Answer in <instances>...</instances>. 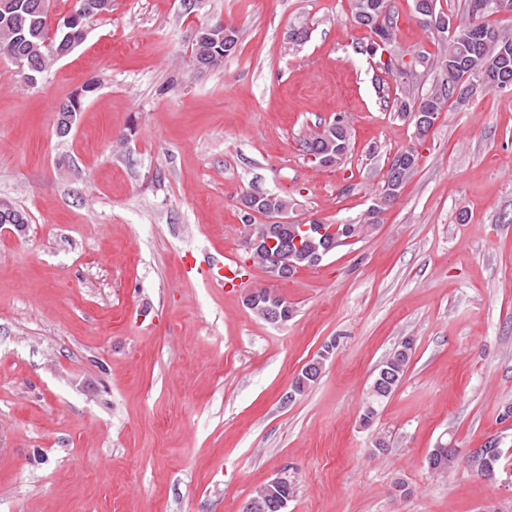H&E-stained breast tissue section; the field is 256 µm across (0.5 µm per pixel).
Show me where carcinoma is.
<instances>
[{
    "label": "carcinoma",
    "instance_id": "1",
    "mask_svg": "<svg viewBox=\"0 0 512 512\" xmlns=\"http://www.w3.org/2000/svg\"><path fill=\"white\" fill-rule=\"evenodd\" d=\"M41 0H0V57L12 59L15 52L25 55L29 61L48 70L49 64L60 60L73 52L82 42L76 33L52 30L51 18L39 10ZM88 0H74L70 14L80 18L83 27L90 28L102 12H89ZM416 12L422 23L433 26L443 12L436 11L434 0H416ZM512 11V0H469L468 11L471 21L454 26L453 34L437 31V52L415 54L421 67L439 71L441 78L434 89L418 98L403 99L398 111L413 115V119L427 118L417 130L418 136L426 135L431 126L428 118L441 112L451 100L452 91L458 87L476 86L478 90L495 89L507 76L512 79V33L500 31L485 22V18L501 11ZM352 13L355 21L369 33L365 52L375 57L383 53L398 51L394 38V22L387 0H352ZM95 91L93 84H87L78 98L70 97L58 105L57 131L60 136L68 135L81 112L83 100ZM303 152L314 154L323 164H332L342 160L351 151L350 139L330 130L325 125L302 143ZM391 166L399 167L401 178L394 192L381 187L375 196V202L368 213V221L377 223V217L390 206L400 194L401 186L410 179L415 171L416 161L404 155L396 154ZM252 202L255 209L262 212L278 211L290 207L287 198L274 193L249 194L244 202ZM248 236L271 240L272 249L288 248V276H293L301 267L316 264L315 256L325 248L322 235L312 230H302L298 224H251ZM255 312L262 316L275 309L284 310L287 302L264 288L252 293ZM409 357L402 351H396L384 362L402 379Z\"/></svg>",
    "mask_w": 512,
    "mask_h": 512
}]
</instances>
